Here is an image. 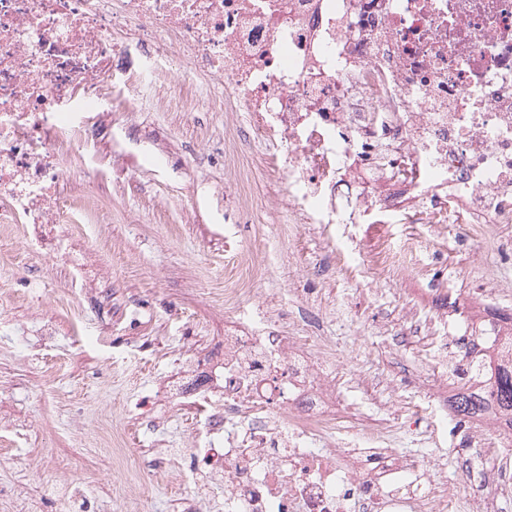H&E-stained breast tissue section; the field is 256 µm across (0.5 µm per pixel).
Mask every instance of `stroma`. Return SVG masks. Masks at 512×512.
<instances>
[{"label": "stroma", "mask_w": 512, "mask_h": 512, "mask_svg": "<svg viewBox=\"0 0 512 512\" xmlns=\"http://www.w3.org/2000/svg\"><path fill=\"white\" fill-rule=\"evenodd\" d=\"M247 127L246 116L188 99L178 112H131L114 99L95 149L65 159L71 173H105L68 255L56 251L63 225L0 226V512H191L203 455L162 389L223 338L229 279L246 290L242 310L262 302L289 322L312 321L342 350L344 382L390 379L388 409L440 423L456 465L438 480L478 464V449L412 393L432 364L428 345L387 348L375 324L420 298L443 309L445 296L424 295L437 282L470 300L480 242L437 238L431 224H365L362 251L324 271L346 246L341 228L289 223L282 176L264 170V145ZM409 235L428 249L419 268L396 278L367 267L363 250ZM72 254L93 267L91 289L74 280Z\"/></svg>", "instance_id": "35a3bbf8"}]
</instances>
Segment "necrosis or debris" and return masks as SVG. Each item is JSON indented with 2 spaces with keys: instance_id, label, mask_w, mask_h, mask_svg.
I'll list each match as a JSON object with an SVG mask.
<instances>
[{
  "instance_id": "necrosis-or-debris-1",
  "label": "necrosis or debris",
  "mask_w": 512,
  "mask_h": 512,
  "mask_svg": "<svg viewBox=\"0 0 512 512\" xmlns=\"http://www.w3.org/2000/svg\"><path fill=\"white\" fill-rule=\"evenodd\" d=\"M153 48L129 75L169 110L159 65L189 67L208 112H245L292 224H445L462 238L512 224V0H0V224H82L87 170L63 158L93 140L91 113L112 95V58ZM224 290V342L189 362L170 397L196 412L206 450L199 487L223 486V512H499L512 497V429L496 406L470 428L473 482H437L434 429L384 411L378 377L359 398L339 380L323 336L288 335L263 305L240 314ZM474 315L512 363V310L488 295ZM430 310L403 308L385 336L432 338Z\"/></svg>"
}]
</instances>
